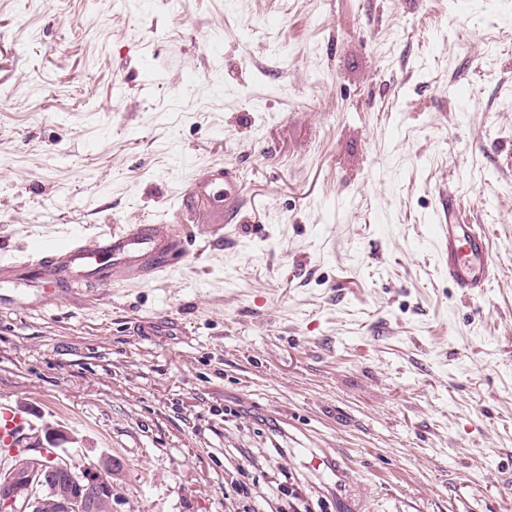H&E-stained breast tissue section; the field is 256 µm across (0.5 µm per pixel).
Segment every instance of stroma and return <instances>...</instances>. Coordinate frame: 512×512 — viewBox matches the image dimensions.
<instances>
[{
  "label": "stroma",
  "instance_id": "35a3bbf8",
  "mask_svg": "<svg viewBox=\"0 0 512 512\" xmlns=\"http://www.w3.org/2000/svg\"><path fill=\"white\" fill-rule=\"evenodd\" d=\"M214 163L220 238L181 212ZM133 224L168 277L0 305V404L120 460L112 512H512V0H0V258ZM197 204L207 206L204 224L212 234H221L224 224H233L240 211L237 176L224 165H214L188 183L183 198L185 210ZM454 198L436 214L435 238L448 271V281L465 295L481 296L488 288L494 267L485 231L478 224L458 222Z\"/></svg>",
  "mask_w": 512,
  "mask_h": 512
}]
</instances>
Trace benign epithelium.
<instances>
[{"label":"benign epithelium","mask_w":512,"mask_h":512,"mask_svg":"<svg viewBox=\"0 0 512 512\" xmlns=\"http://www.w3.org/2000/svg\"><path fill=\"white\" fill-rule=\"evenodd\" d=\"M16 440L19 447H3L17 463L0 477V512H112L119 460L103 456L80 471L67 464L60 472L43 458L74 442L70 431L32 426L19 430Z\"/></svg>","instance_id":"7a95c632"}]
</instances>
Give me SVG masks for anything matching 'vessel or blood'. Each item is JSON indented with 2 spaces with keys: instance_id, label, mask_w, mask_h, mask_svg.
I'll list each match as a JSON object with an SVG mask.
<instances>
[{
  "instance_id": "vessel-or-blood-1",
  "label": "vessel or blood",
  "mask_w": 512,
  "mask_h": 512,
  "mask_svg": "<svg viewBox=\"0 0 512 512\" xmlns=\"http://www.w3.org/2000/svg\"><path fill=\"white\" fill-rule=\"evenodd\" d=\"M200 204L206 207L205 222L211 234L221 233L225 225L236 221L240 202L232 168L215 165L190 180L183 206L190 210ZM457 211L452 202L436 214L439 255L449 282L465 295L478 297L494 275L487 235L480 225L459 223ZM184 255V243L169 225L135 224L102 231L89 239H35L24 256L0 261V278L28 275V290L15 296L28 306L38 307L74 290L78 280H92L108 291L169 273ZM15 296L1 291L0 303Z\"/></svg>"
}]
</instances>
